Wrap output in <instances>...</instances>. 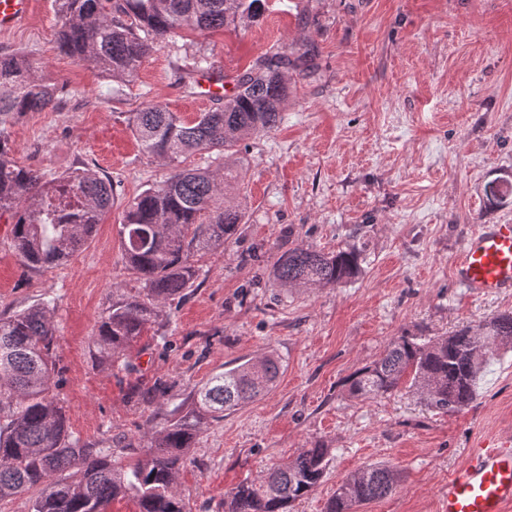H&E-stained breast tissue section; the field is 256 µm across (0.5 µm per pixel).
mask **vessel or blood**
I'll return each mask as SVG.
<instances>
[{
	"label": "vessel or blood",
	"mask_w": 512,
	"mask_h": 512,
	"mask_svg": "<svg viewBox=\"0 0 512 512\" xmlns=\"http://www.w3.org/2000/svg\"><path fill=\"white\" fill-rule=\"evenodd\" d=\"M30 0H0V30L29 14ZM459 284L475 296L512 293V224H482L455 260ZM512 506V440L485 441L468 449L448 477L445 512H506Z\"/></svg>",
	"instance_id": "obj_1"
}]
</instances>
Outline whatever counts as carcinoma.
Segmentation results:
<instances>
[{
	"mask_svg": "<svg viewBox=\"0 0 512 512\" xmlns=\"http://www.w3.org/2000/svg\"><path fill=\"white\" fill-rule=\"evenodd\" d=\"M63 24L59 48L89 61L106 77L135 79L154 45L190 29H217L257 20L266 0H55ZM299 58L263 56L236 76L231 93L214 98L193 122L159 104L134 113L131 129L142 148L171 166L168 177L129 203L120 236L126 264L142 284L137 294H113L94 338L97 362L131 373L126 351L166 304L185 295L197 278L193 256L224 245L241 213L224 200L223 182L208 167L182 169L189 153L236 151L248 138L270 132L288 98L283 70ZM189 95L202 61L179 66ZM59 87L36 74L28 57L0 51V218L11 220L14 249L29 270L65 264L93 237L112 206V181L75 169L52 181L18 165L7 125L27 112L55 105ZM362 254L351 248L322 252L294 247L275 262L286 288L338 287L361 271ZM52 301L0 317V502L31 494V512H106L129 498L138 512H189L176 487L185 453L206 420L267 393L280 372L275 357L250 360L215 372L180 404L156 415L135 456L112 463V448L90 444L71 430L58 387ZM512 348V311L469 324L446 336H400L384 356L357 370L348 393L368 399L396 391L405 378L427 407L451 412L476 398L477 379L495 352ZM329 449L318 444L270 470L258 483L244 481L224 499V512H290L321 483ZM396 472L371 464L348 476L325 512H353L397 487Z\"/></svg>",
	"mask_w": 512,
	"mask_h": 512,
	"instance_id": "cac0c4a2",
	"label": "carcinoma"
}]
</instances>
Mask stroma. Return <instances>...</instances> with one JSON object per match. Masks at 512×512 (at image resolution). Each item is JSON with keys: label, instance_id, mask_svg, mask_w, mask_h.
<instances>
[{"label": "stroma", "instance_id": "stroma-1", "mask_svg": "<svg viewBox=\"0 0 512 512\" xmlns=\"http://www.w3.org/2000/svg\"><path fill=\"white\" fill-rule=\"evenodd\" d=\"M55 0L0 32V51L28 54L62 89L59 109L8 128L15 161L60 174L88 168L112 180V207L66 264L22 267L0 220V316L54 300L58 393L73 432L111 445L116 462L154 414L213 372L272 355L273 388L207 426L178 487L191 512H224L240 482L260 480L304 449L329 450L321 485L293 512H324L354 471L386 464L399 486L356 512H442L448 476L480 438L512 435V349L500 350L473 403L428 409L407 388L356 399L347 379L396 337L445 336L512 310V295L475 297L453 262L481 224L512 223V196L484 187L512 175V0H268L238 30L185 29L159 42L138 78L120 82L63 53ZM311 52L289 71L282 119L242 142L225 192L242 222L197 260L192 288L129 352L135 373L99 364L92 341L113 292L137 293L119 229L128 203L161 182L166 163L144 152L132 112L159 103L185 120L212 102L186 95L178 65L208 56L234 78L260 55ZM296 246L358 247L357 277L337 288H284L273 265ZM168 394L147 395L154 380Z\"/></svg>", "mask_w": 512, "mask_h": 512}]
</instances>
